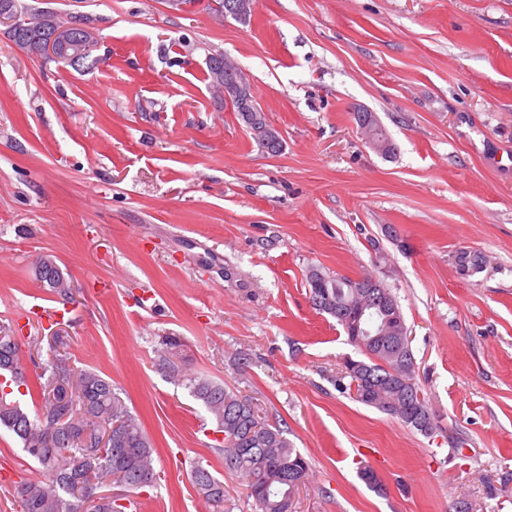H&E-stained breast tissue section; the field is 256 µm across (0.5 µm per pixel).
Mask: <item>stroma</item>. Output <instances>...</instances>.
<instances>
[{
  "label": "stroma",
  "mask_w": 512,
  "mask_h": 512,
  "mask_svg": "<svg viewBox=\"0 0 512 512\" xmlns=\"http://www.w3.org/2000/svg\"><path fill=\"white\" fill-rule=\"evenodd\" d=\"M27 2L90 17L104 41L81 75L0 24V321L63 336L71 367L111 378L152 438L156 485L102 491L212 512L191 480L204 458L225 512H254L206 410L161 366L172 337L181 368L287 429L310 463L295 512H512V0H258L247 23L216 21L212 0ZM216 51L248 75L280 154L214 96ZM44 257L68 299L36 281ZM314 269L389 285L441 433L343 389L361 354L312 307ZM37 468L1 428L0 474ZM359 113L369 114L370 112H363L360 110L353 112V120L355 121L359 129H361L364 132L365 137L371 138L378 146H380L379 149L377 150L378 152H380L379 154L385 157L395 155L398 150V147L396 143L389 137L386 130L380 125V123L377 122H371L365 129H362L359 126L355 116V114Z\"/></svg>",
  "instance_id": "1"
}]
</instances>
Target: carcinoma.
<instances>
[{"label": "carcinoma", "mask_w": 512, "mask_h": 512, "mask_svg": "<svg viewBox=\"0 0 512 512\" xmlns=\"http://www.w3.org/2000/svg\"><path fill=\"white\" fill-rule=\"evenodd\" d=\"M0 14L17 19V25L9 27V39L35 59L43 57L54 25L73 23L91 27V19L85 15L39 10L22 0H0ZM98 43L99 39H94L76 60H57L55 64L76 72L88 71L101 61L94 55ZM207 67L212 87L224 86V53L209 54ZM363 132L379 146L381 155L396 154V143L379 123H370ZM321 274L326 278L328 297L338 310L375 296L384 302V309L376 311V317L383 321L388 318L385 308L399 306L391 289L370 276L361 277L353 288L339 290L335 288L336 278L316 269L308 278L309 292H314V281ZM36 280L62 298L70 294L62 271L51 259L39 263ZM14 332V321L0 322V370L9 372L29 394L38 392L45 400L42 413L33 416L18 402L0 397V426L11 431L41 466V477L14 484L21 488L12 497L22 512H81L77 485L106 476L132 486L141 477L156 474L153 442L115 392L112 380L90 369L58 370L52 362H37L32 354L26 361L13 349ZM350 342L366 356L364 360L350 361L345 368L356 401L412 427L413 417L427 418L439 425L429 411L426 397H418L422 388L414 381V354L406 323L387 326V337L380 341L372 342L362 336ZM176 379L205 408L216 429L224 433L220 448L223 460L235 459L233 465H224V471L241 480L255 512H292L293 498L285 482L286 472L296 470L305 478L310 466L288 439L287 431L265 422L264 433L251 437L250 426L259 414L250 397L205 377L178 373ZM50 412L60 417L66 415L68 419L55 422L49 419ZM116 423L126 434L125 444L98 448L106 428ZM191 477L195 485L200 479L208 483L200 492L214 512H224V484L212 474L210 464L195 463Z\"/></svg>", "instance_id": "obj_1"}]
</instances>
